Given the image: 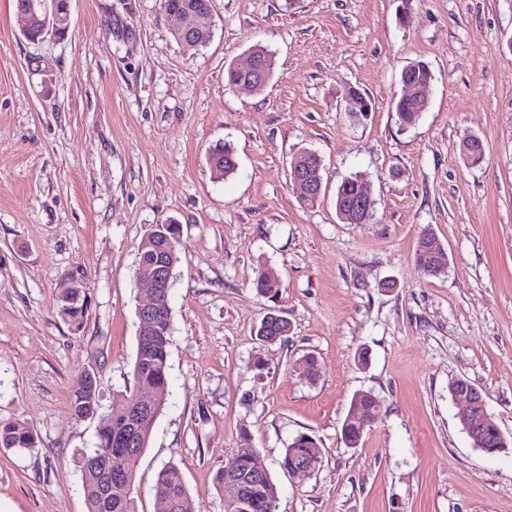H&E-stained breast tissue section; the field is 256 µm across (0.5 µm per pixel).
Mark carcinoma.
<instances>
[{"mask_svg": "<svg viewBox=\"0 0 512 512\" xmlns=\"http://www.w3.org/2000/svg\"><path fill=\"white\" fill-rule=\"evenodd\" d=\"M395 111L401 125H415L421 113L413 104L397 99ZM210 163L216 172L229 177L238 169L237 156L234 147L229 142L211 150ZM364 174L360 171L345 176L336 186L335 203H351L358 196L357 189L365 187ZM155 237L174 244L172 252L174 263L181 261L180 227L175 224H160ZM155 247L152 241L140 240L137 245L136 270L149 266L152 262ZM254 288L259 295L274 299L279 294L261 271L256 273L253 280ZM87 310V298L82 295L80 288H64L59 296L58 313L72 328L78 330L83 324ZM289 323L285 319H272L264 328L263 339L268 344L282 343L287 340ZM158 336L155 345L148 353L143 352L142 346H136L132 367L133 387L112 399V405L103 409L100 400V388L97 380L83 381L71 400L72 414L79 417H96L99 420L97 442L94 448L80 457V473L82 490L87 512H138L133 496L136 469L144 450L148 447L154 423L164 402H159L155 409L143 415L139 420L136 436L138 447L122 450L113 447L116 437L122 435L128 427L127 412L146 386H158L166 390L168 382V356L171 333V309L169 298H164L159 305V313L155 319ZM0 447L31 450L36 447V439L31 430L17 422L0 421ZM120 455L116 466L123 469L121 479H112V510H106L100 498V478L98 472L90 466L88 460L107 454ZM322 462V448L312 436L301 433L292 439L285 448L280 462L281 469L295 463ZM219 490H224L227 483L239 485L236 496H225L224 512H278L279 491L271 476L265 471H258L245 463L231 470L221 469L216 476ZM154 491L156 497L170 500V512H194L193 501L187 489L184 474L179 465L169 462L157 472Z\"/></svg>", "mask_w": 512, "mask_h": 512, "instance_id": "cac0c4a2", "label": "carcinoma"}]
</instances>
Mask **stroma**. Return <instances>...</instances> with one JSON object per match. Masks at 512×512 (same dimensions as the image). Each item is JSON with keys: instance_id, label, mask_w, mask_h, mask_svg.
<instances>
[{"instance_id": "1", "label": "stroma", "mask_w": 512, "mask_h": 512, "mask_svg": "<svg viewBox=\"0 0 512 512\" xmlns=\"http://www.w3.org/2000/svg\"><path fill=\"white\" fill-rule=\"evenodd\" d=\"M207 46L176 42L161 0H70L65 38L32 42L0 0V420L38 436L0 448V512H86L77 458L98 421L72 414L84 372L103 405L132 383L148 292L135 276L148 228L176 220L164 408L134 483L139 512L168 462L195 512H224L215 476L257 452L278 512H512V445L488 454L458 422L449 387L469 381L512 442V0H213ZM275 54L257 93L224 81L253 45ZM434 75L421 119L394 102L404 66ZM372 112H346L345 86ZM485 146L463 157L466 137ZM228 141L237 172L208 154ZM318 152L326 194L289 178ZM365 174L372 218L340 222L333 194ZM432 233L445 274L416 261ZM280 280L258 295L257 271ZM87 297L80 330L57 312L61 286ZM291 323L268 345L269 309ZM320 363L303 374L307 354ZM367 364H360V354ZM383 414L357 447L341 439L354 393ZM301 433L325 451L296 482L280 467Z\"/></svg>"}]
</instances>
